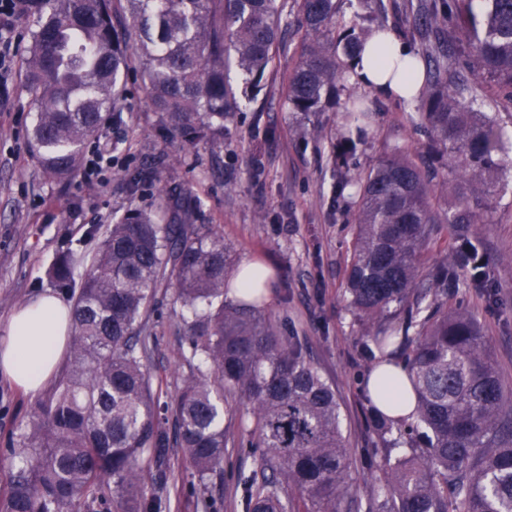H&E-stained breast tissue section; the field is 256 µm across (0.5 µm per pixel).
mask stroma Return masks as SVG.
I'll return each mask as SVG.
<instances>
[{"instance_id": "1", "label": "stroma", "mask_w": 512, "mask_h": 512, "mask_svg": "<svg viewBox=\"0 0 512 512\" xmlns=\"http://www.w3.org/2000/svg\"><path fill=\"white\" fill-rule=\"evenodd\" d=\"M410 4L369 0L362 6L358 0H339V16L347 19L362 10L373 24L385 25L419 52L423 43L412 29ZM305 41L297 10L289 8L274 68L255 100L241 95L242 79L230 71V83L239 93L238 110L225 121L224 143L218 148L160 133L140 73L130 67L119 104L121 118L101 131L114 151L100 183L84 181L78 172L63 182L43 174L29 144L34 114L23 63L0 70V332L19 306L57 293L48 271L61 255L95 251L91 227L109 224L133 208H157L154 186L133 195L124 179L137 168H153L162 182L184 187L191 198L201 200L193 223L214 225L238 262L258 260L270 269L264 314L282 331L307 337L315 362L341 398L347 444L354 456H362L371 436L366 426L371 404L362 387L368 363L359 355L362 330L344 298L356 223L351 196L335 192L336 174L361 176L390 148L417 151L425 137L411 122L419 102L385 99L354 85L353 93L372 112L373 123L347 167L337 169L345 96L325 111L304 116L290 111L283 92V78ZM501 181L502 201L480 227L494 266L496 300L486 301L482 289L463 279L453 301L469 308L486 329L491 354L511 386L512 167ZM148 328L154 338L149 366L161 399L167 400L187 371L180 354L186 327L172 289H158ZM30 399L0 377V450L12 426L25 420ZM260 458V449L247 445L226 450L224 479L213 492L214 512H245L235 476L258 470ZM193 481L182 450L174 447L153 490L168 500V512H195Z\"/></svg>"}]
</instances>
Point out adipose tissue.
Returning a JSON list of instances; mask_svg holds the SVG:
<instances>
[{"mask_svg": "<svg viewBox=\"0 0 512 512\" xmlns=\"http://www.w3.org/2000/svg\"><path fill=\"white\" fill-rule=\"evenodd\" d=\"M355 80L383 98L412 101L421 79L414 51L390 36L379 37L353 64ZM70 309L56 295L39 296L13 313L0 337V375L34 393L53 374L70 335Z\"/></svg>", "mask_w": 512, "mask_h": 512, "instance_id": "adipose-tissue-1", "label": "adipose tissue"}]
</instances>
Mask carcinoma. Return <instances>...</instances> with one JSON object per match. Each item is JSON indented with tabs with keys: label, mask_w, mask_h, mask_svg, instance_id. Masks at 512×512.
<instances>
[{
	"label": "carcinoma",
	"mask_w": 512,
	"mask_h": 512,
	"mask_svg": "<svg viewBox=\"0 0 512 512\" xmlns=\"http://www.w3.org/2000/svg\"><path fill=\"white\" fill-rule=\"evenodd\" d=\"M140 73L159 127L214 147L237 109L233 66L256 95L273 67L285 0H124ZM309 41L284 77L288 107L323 111L346 88L350 62L378 29L336 0H295ZM418 0L415 31L426 42L417 66L431 149L448 153V174L425 169L394 147L354 184L357 233L344 295L375 365L402 363L416 397L413 418L371 407L375 440L365 462L380 486L365 499L351 480L336 386L300 337L262 316L260 284L234 287V258L211 224H189L179 199L157 187L154 210L105 226L90 259L68 253L50 275L69 290V357L30 401L28 421L8 433L11 473L0 512H161L148 492L176 445L202 492L223 479L224 453L237 439L224 426V393L250 405L251 444L262 468L238 475L247 512H512V392L505 388L473 315L448 305L460 277L492 296L493 266L478 225L497 203L495 183L512 163L501 110L512 106V0ZM24 48L36 119L30 145L57 181L77 169L84 143L117 119L128 67L126 40L112 23V0H28ZM366 113L345 112L346 153L362 141ZM154 170L128 176L135 193ZM448 190L438 216L431 200ZM449 228L451 257L428 266L434 225ZM86 264L79 287L73 269ZM190 318L181 355L188 364L176 395L162 403L147 366L146 318L161 284ZM173 417L174 434L166 429ZM400 449L398 455L392 450Z\"/></svg>",
	"instance_id": "carcinoma-1"
}]
</instances>
